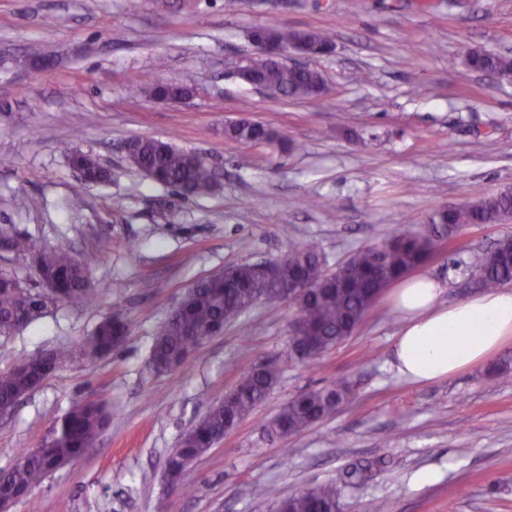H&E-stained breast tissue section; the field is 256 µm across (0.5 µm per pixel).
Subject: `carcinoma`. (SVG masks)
<instances>
[{
	"mask_svg": "<svg viewBox=\"0 0 512 512\" xmlns=\"http://www.w3.org/2000/svg\"><path fill=\"white\" fill-rule=\"evenodd\" d=\"M268 35L284 48L300 44L330 43L318 30L269 29ZM471 68L512 77V57L484 50L469 52ZM250 68L261 79L264 91L273 99H317L322 76L316 70L292 69L276 60L258 55ZM224 133L242 143H259L272 138L266 125L232 124ZM132 164L152 181L175 189L186 197L212 193L217 181L212 168L192 152L169 142L138 137L131 140ZM70 166L79 169L89 183L109 180V172L96 159L81 150L68 154ZM512 220V189L479 197L437 212L434 224L453 235L472 224H504ZM27 256L35 244L0 224V247ZM435 244L425 233H400L377 244L356 250L346 261L347 275L331 278L325 272V257L313 247H293L281 267L280 281L267 283L257 266L240 263L231 266L230 279H203L191 292L182 309L168 317L156 332L150 368L165 369L186 363L198 348L200 338L236 320L250 307L263 304L274 312L285 299L283 288L302 277L310 282L309 291L296 298V320L291 326L289 349L297 359L315 364L323 354L350 336L360 325L382 292L424 264ZM86 266L63 241L41 247L37 274L41 289L15 286L11 277L0 275V335L20 332L43 314L41 304L50 297L56 303L84 307L92 303L94 289L85 278ZM512 281V236L497 241L496 252L482 261L479 287L491 290ZM130 333L122 310L99 322L82 343L55 350L53 369L74 362L78 357L99 360L121 348ZM47 372L8 369L0 373V404H10L39 386ZM279 372L272 364L245 371L237 385L239 392L225 405H215L185 432L178 448L168 456L170 464L180 466L185 457H198L211 449V438L235 427L248 417L277 384ZM346 395L343 387H328L301 393L291 398L269 424L273 433L285 436L304 430L335 413ZM105 417L85 403L72 406L62 417L57 437L50 448L22 452L9 470L0 473V483L25 494L31 512L37 505L32 491L52 474L57 463L66 465L81 457L96 440ZM370 467L356 466L342 482H327L291 495L278 503L277 512H342V499L349 488L368 478Z\"/></svg>",
	"mask_w": 512,
	"mask_h": 512,
	"instance_id": "cac0c4a2",
	"label": "carcinoma"
}]
</instances>
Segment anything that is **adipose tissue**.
I'll list each match as a JSON object with an SVG mask.
<instances>
[{"label":"adipose tissue","mask_w":512,"mask_h":512,"mask_svg":"<svg viewBox=\"0 0 512 512\" xmlns=\"http://www.w3.org/2000/svg\"><path fill=\"white\" fill-rule=\"evenodd\" d=\"M441 282L426 275L401 280L395 303L404 319L394 366L404 379L430 383L479 365L512 339V290L444 305Z\"/></svg>","instance_id":"ef3b65f1"}]
</instances>
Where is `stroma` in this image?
Segmentation results:
<instances>
[{"label":"stroma","mask_w":512,"mask_h":512,"mask_svg":"<svg viewBox=\"0 0 512 512\" xmlns=\"http://www.w3.org/2000/svg\"><path fill=\"white\" fill-rule=\"evenodd\" d=\"M258 25L329 34L333 53L313 62L324 97L275 100L236 77ZM33 44L55 65H26ZM474 49L512 56V0H0V224L40 246L67 240L96 295L0 336V371L78 345L113 308L130 323L112 356L54 371L0 414V468L77 401L110 414L95 444L35 489L39 512H276L366 463L372 474L348 491L345 512L378 500L387 512H512L511 339L478 366L415 384L392 365L402 320L388 297L314 365L289 353L297 307L287 301L275 314L251 307L173 371L149 367L160 323L198 279L280 259L292 243L333 266L386 236L427 231L440 209L512 188V80L472 69ZM159 78L190 85L192 98L128 92ZM241 117L275 141L225 138V122ZM134 137L203 154L220 188L185 199L152 182L123 150ZM74 149L110 181L81 180L67 162ZM505 234L512 222L463 227L419 272L445 283L442 302L478 295L475 272ZM268 361L277 385L170 491L165 461L181 434ZM333 386L348 389L333 415L267 434L289 398Z\"/></svg>","instance_id":"stroma-1"}]
</instances>
